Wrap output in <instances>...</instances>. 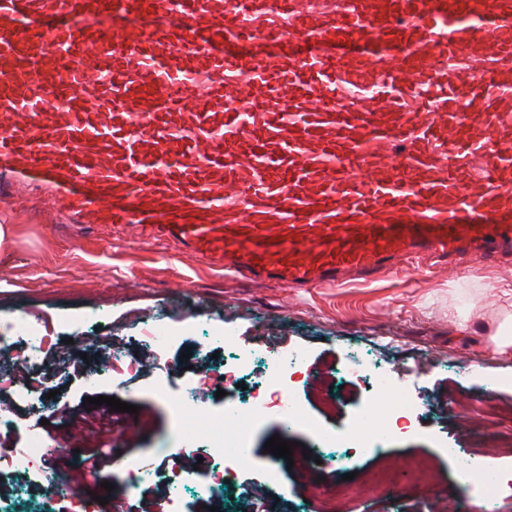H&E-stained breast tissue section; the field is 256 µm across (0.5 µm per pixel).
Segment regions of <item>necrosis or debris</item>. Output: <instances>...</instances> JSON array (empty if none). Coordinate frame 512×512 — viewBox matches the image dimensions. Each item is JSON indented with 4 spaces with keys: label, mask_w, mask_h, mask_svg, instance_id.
<instances>
[{
    "label": "necrosis or debris",
    "mask_w": 512,
    "mask_h": 512,
    "mask_svg": "<svg viewBox=\"0 0 512 512\" xmlns=\"http://www.w3.org/2000/svg\"><path fill=\"white\" fill-rule=\"evenodd\" d=\"M0 343L19 344L16 375L0 377V390H9L14 383H21V398L26 407L37 409L41 403L44 378L41 368L49 340L36 323L29 319L0 320ZM225 348L231 349L233 357L224 368L215 371L216 379L231 386L246 375H255L254 392L247 400L237 402L225 399V418H236L240 427L224 433H214L208 452L215 465L201 478V487L220 490L230 480L237 468L249 458L250 426L257 420L275 416L284 428H306L316 437L317 447L336 446L345 449L348 458L355 459L375 452L381 441L395 433L401 420L416 410V405L407 390L398 393L399 403L392 411L382 414L374 407H365L355 425L341 433L322 432L317 421L312 419L302 404L286 393V383L303 366L306 357L298 350L283 351L275 347L257 352L249 346L239 345L234 336L224 338ZM458 464L460 481L479 490L486 505H493L502 495V483L498 471L477 467L471 457L461 449L450 451Z\"/></svg>",
    "instance_id": "4bbe7bcc"
}]
</instances>
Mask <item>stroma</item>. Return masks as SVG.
Masks as SVG:
<instances>
[{"instance_id":"stroma-1","label":"stroma","mask_w":512,"mask_h":512,"mask_svg":"<svg viewBox=\"0 0 512 512\" xmlns=\"http://www.w3.org/2000/svg\"><path fill=\"white\" fill-rule=\"evenodd\" d=\"M0 224L11 227L10 243L0 246V317L31 315L55 342L44 359L55 397L33 411L0 394V410L13 421L8 445L25 448L32 436L41 437L50 455L49 474L62 485L79 482L107 497L96 512H113L120 502L128 512H157L164 489L158 479L129 488L124 479L109 480L105 469L90 477L93 448L112 445L126 459L157 470L178 445L167 401L154 393L153 354L137 331L143 323L175 338L169 350L170 399L184 396L206 367L222 366L218 354L227 333L246 346L302 351L306 364L292 394L324 430L344 431L360 406L376 403L385 410L396 400L340 375L353 353L386 365L398 383L410 385L418 403L409 430L389 439L382 454L353 466L338 462L331 448L324 450L322 463L304 460L310 432L287 431L278 418H263L252 428L250 460L233 482L208 496L185 487V512H206L210 506L216 512H312L314 504L304 495L310 485L336 492L346 487L347 474L382 462L391 468L424 462L429 483L406 486L397 504L383 498L363 505L351 501L349 512H413L432 490L449 506L460 497H476V490L460 483L447 451L469 449L473 400L491 408L512 405V349L497 354L492 344L496 331L512 334V305L504 301L512 291V257L489 266L468 259L452 268L413 263L366 286L291 289L225 278L173 244L143 242L106 228L74 233L58 224L45 199L0 202ZM108 347L136 361L138 374L122 383L109 378L103 355ZM87 370L99 373L97 383L85 382ZM102 395L137 408L117 413L104 436L98 433L101 408L83 404ZM276 434L293 442L292 460L265 452ZM60 445L67 446L66 454H57ZM273 462L282 469L275 486L267 481ZM107 480L113 491L104 488ZM43 482L42 476L22 472L5 477L0 512H57V504L43 495Z\"/></svg>"}]
</instances>
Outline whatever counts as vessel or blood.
Masks as SVG:
<instances>
[{
  "label": "vessel or blood",
  "instance_id": "obj_1",
  "mask_svg": "<svg viewBox=\"0 0 512 512\" xmlns=\"http://www.w3.org/2000/svg\"><path fill=\"white\" fill-rule=\"evenodd\" d=\"M233 278L512 251V0H0V199Z\"/></svg>",
  "mask_w": 512,
  "mask_h": 512
}]
</instances>
